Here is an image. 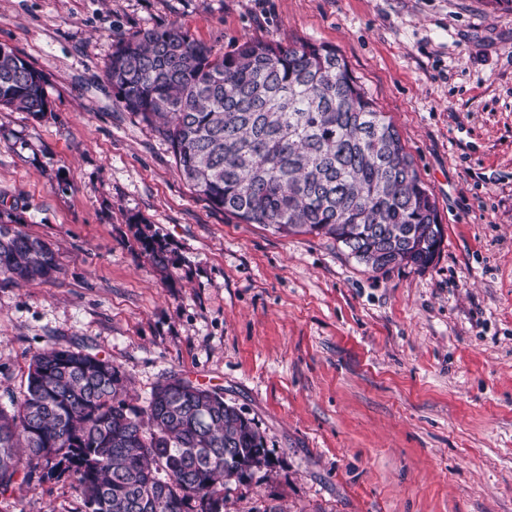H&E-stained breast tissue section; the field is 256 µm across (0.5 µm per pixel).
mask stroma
<instances>
[{"instance_id": "1", "label": "stroma", "mask_w": 512, "mask_h": 512, "mask_svg": "<svg viewBox=\"0 0 512 512\" xmlns=\"http://www.w3.org/2000/svg\"><path fill=\"white\" fill-rule=\"evenodd\" d=\"M182 27L336 46L396 125L444 227L425 269L371 272L332 239L242 224L115 100L113 45ZM0 44L45 76L0 112V214L55 248L0 279V405L34 354L107 358L134 404L176 376L252 419L272 460L224 512H512V11L485 0H0ZM173 259L141 252L136 220ZM71 479L0 512H82Z\"/></svg>"}]
</instances>
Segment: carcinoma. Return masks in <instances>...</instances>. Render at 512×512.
<instances>
[{"label":"carcinoma","instance_id":"carcinoma-1","mask_svg":"<svg viewBox=\"0 0 512 512\" xmlns=\"http://www.w3.org/2000/svg\"><path fill=\"white\" fill-rule=\"evenodd\" d=\"M105 77L169 142L195 192L241 222L329 237L374 272L424 268L441 251L435 199L336 48L246 40L216 54L180 27H151L115 44ZM0 107L36 118L50 108L44 75L9 47ZM136 240L169 266L162 240L141 230ZM58 271L48 243L0 217V277ZM10 406L0 408V494L67 475L84 512H224L227 481L268 464L252 420L219 392L172 377L134 406L119 367L80 348L36 353Z\"/></svg>","mask_w":512,"mask_h":512}]
</instances>
